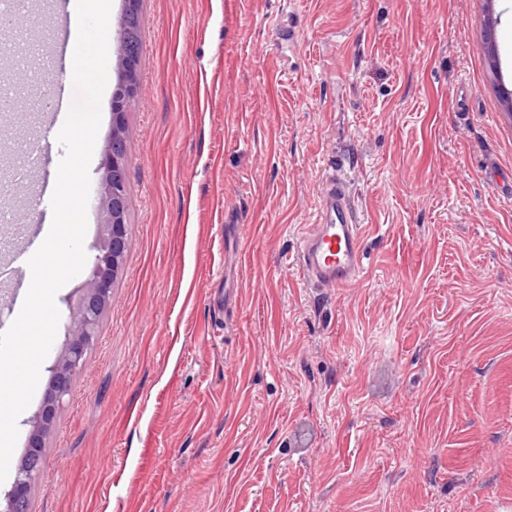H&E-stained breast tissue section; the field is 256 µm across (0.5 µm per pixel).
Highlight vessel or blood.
<instances>
[{
    "label": "vessel or blood",
    "instance_id": "vessel-or-blood-1",
    "mask_svg": "<svg viewBox=\"0 0 512 512\" xmlns=\"http://www.w3.org/2000/svg\"><path fill=\"white\" fill-rule=\"evenodd\" d=\"M54 66L48 75L52 94L39 114L44 129L36 145L37 164L26 179L25 187L34 195L52 194L57 169L53 165L54 142L62 126V109L67 95L65 52L74 37V24L67 14H58L51 29ZM45 239V227L37 219H17L12 237L0 240V264L17 268L26 265ZM364 233L351 207L347 184L330 176L321 191L314 224L300 236L293 261L308 287L319 290L348 287L365 275Z\"/></svg>",
    "mask_w": 512,
    "mask_h": 512
}]
</instances>
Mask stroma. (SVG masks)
<instances>
[{"label": "stroma", "instance_id": "obj_1", "mask_svg": "<svg viewBox=\"0 0 512 512\" xmlns=\"http://www.w3.org/2000/svg\"><path fill=\"white\" fill-rule=\"evenodd\" d=\"M142 14L129 246L33 512H512V0ZM120 68L110 49L95 190ZM332 173L367 274L318 291L284 257ZM102 238L89 208L59 311Z\"/></svg>", "mask_w": 512, "mask_h": 512}]
</instances>
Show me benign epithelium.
<instances>
[{
    "label": "benign epithelium",
    "instance_id": "7a95c632",
    "mask_svg": "<svg viewBox=\"0 0 512 512\" xmlns=\"http://www.w3.org/2000/svg\"><path fill=\"white\" fill-rule=\"evenodd\" d=\"M137 83L120 84L116 92L115 115L123 118L126 102L135 97ZM104 176L96 199V208L106 229L104 255L96 264L92 278L79 289L77 307H67L66 336L61 354L49 368L50 385L42 405L32 419L33 447L29 459L21 461L11 489L5 494L4 512H29V501L44 468L46 437L51 433L64 402L72 394L73 379L87 363L98 338V328L105 306L112 298V259L126 253L128 230L123 219V184L115 151L108 149L104 160Z\"/></svg>",
    "mask_w": 512,
    "mask_h": 512
}]
</instances>
